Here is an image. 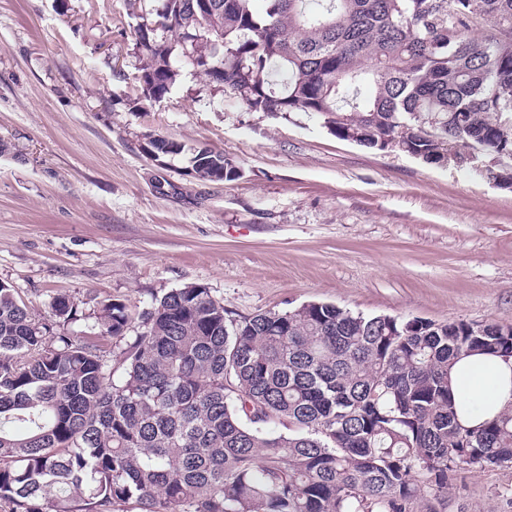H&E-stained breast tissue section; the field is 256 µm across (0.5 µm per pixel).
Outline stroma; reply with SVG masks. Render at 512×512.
Masks as SVG:
<instances>
[{
    "label": "stroma",
    "mask_w": 512,
    "mask_h": 512,
    "mask_svg": "<svg viewBox=\"0 0 512 512\" xmlns=\"http://www.w3.org/2000/svg\"><path fill=\"white\" fill-rule=\"evenodd\" d=\"M153 0H0V283L130 311L196 283L240 315L331 303L512 324V186L251 112L187 64L146 100L132 26ZM184 146L164 165L144 152ZM224 153L233 181L199 180ZM447 512H512V467L459 472ZM237 170L221 152L203 149L193 157V172L201 180L232 181L240 177Z\"/></svg>",
    "instance_id": "obj_1"
}]
</instances>
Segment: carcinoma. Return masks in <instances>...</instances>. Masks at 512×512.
I'll use <instances>...</instances> for the list:
<instances>
[{"instance_id": "carcinoma-1", "label": "carcinoma", "mask_w": 512, "mask_h": 512, "mask_svg": "<svg viewBox=\"0 0 512 512\" xmlns=\"http://www.w3.org/2000/svg\"><path fill=\"white\" fill-rule=\"evenodd\" d=\"M210 3L163 0L136 25L147 96L182 60L251 112L313 115L364 147L437 166L472 147L463 166L494 178L478 161L512 154V0ZM193 172L239 178L210 149ZM52 318L0 283V512H442L458 471L512 465V410L468 429L448 387L461 355L512 358L492 324L329 303L238 316L200 284L154 300L130 338L111 298L78 335L56 332L77 299L54 297Z\"/></svg>"}]
</instances>
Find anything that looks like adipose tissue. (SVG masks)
Masks as SVG:
<instances>
[{"instance_id": "1", "label": "adipose tissue", "mask_w": 512, "mask_h": 512, "mask_svg": "<svg viewBox=\"0 0 512 512\" xmlns=\"http://www.w3.org/2000/svg\"><path fill=\"white\" fill-rule=\"evenodd\" d=\"M459 422L479 427L512 408V359L473 353L461 356L449 372Z\"/></svg>"}]
</instances>
